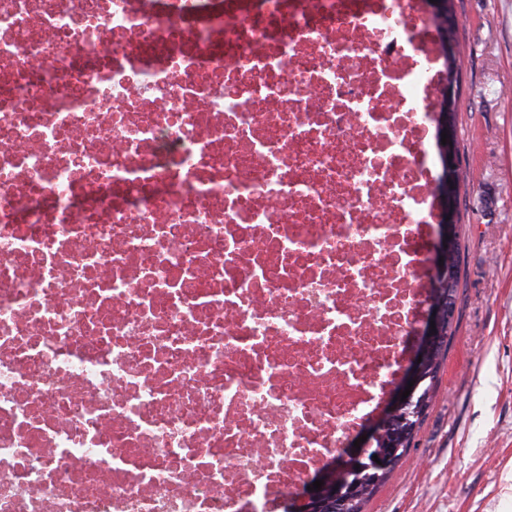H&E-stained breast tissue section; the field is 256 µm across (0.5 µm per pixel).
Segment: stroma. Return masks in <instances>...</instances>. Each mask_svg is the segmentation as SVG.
Masks as SVG:
<instances>
[{"mask_svg": "<svg viewBox=\"0 0 512 512\" xmlns=\"http://www.w3.org/2000/svg\"><path fill=\"white\" fill-rule=\"evenodd\" d=\"M457 331L407 457L366 512H512V0H453Z\"/></svg>", "mask_w": 512, "mask_h": 512, "instance_id": "1", "label": "stroma"}]
</instances>
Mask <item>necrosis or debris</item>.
<instances>
[{"instance_id":"1","label":"necrosis or debris","mask_w":512,"mask_h":512,"mask_svg":"<svg viewBox=\"0 0 512 512\" xmlns=\"http://www.w3.org/2000/svg\"><path fill=\"white\" fill-rule=\"evenodd\" d=\"M427 0H0V512H283L433 288Z\"/></svg>"}]
</instances>
